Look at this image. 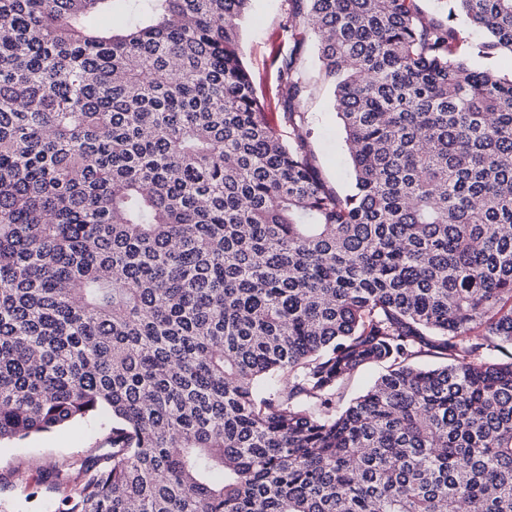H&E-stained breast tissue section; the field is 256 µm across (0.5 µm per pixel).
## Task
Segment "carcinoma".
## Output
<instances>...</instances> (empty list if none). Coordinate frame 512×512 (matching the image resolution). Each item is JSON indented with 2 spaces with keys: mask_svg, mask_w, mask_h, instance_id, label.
<instances>
[{
  "mask_svg": "<svg viewBox=\"0 0 512 512\" xmlns=\"http://www.w3.org/2000/svg\"><path fill=\"white\" fill-rule=\"evenodd\" d=\"M113 2L0 0V442L107 416L40 472L54 512H512V78L471 64L512 54V0H289L286 139L253 0L97 27ZM250 15L242 24L244 62L255 87L263 97L268 121L288 138V123L280 105L274 56L284 43L283 23L288 0H254ZM312 95L304 110L311 129L310 148L314 162L327 183L340 193L351 188L352 172L343 132L331 105V91L322 81L320 63L311 49L307 62ZM382 372V367L371 365L361 368L349 377H346L340 385L336 397V405L341 408L349 405L355 398L364 394Z\"/></svg>",
  "mask_w": 512,
  "mask_h": 512,
  "instance_id": "cac0c4a2",
  "label": "carcinoma"
}]
</instances>
